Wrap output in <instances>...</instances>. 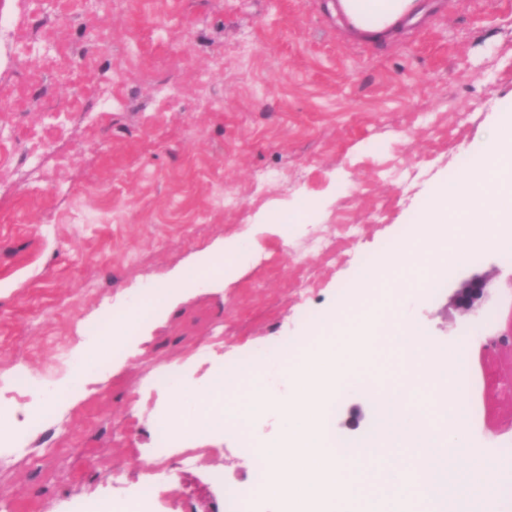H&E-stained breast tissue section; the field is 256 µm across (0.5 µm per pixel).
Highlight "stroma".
I'll return each mask as SVG.
<instances>
[{"instance_id": "obj_1", "label": "stroma", "mask_w": 512, "mask_h": 512, "mask_svg": "<svg viewBox=\"0 0 512 512\" xmlns=\"http://www.w3.org/2000/svg\"><path fill=\"white\" fill-rule=\"evenodd\" d=\"M327 3L0 0V402L21 426L56 406L28 456L0 447V512L122 497L145 460L170 479L159 512H225V485L252 474L242 430L187 431L157 454L168 370L199 390L256 355L286 401L271 345L303 338L306 317L349 316L361 256L398 239L512 111V0H424L388 44L353 36ZM228 237L249 247L233 282L181 283ZM476 274L491 283L475 319L454 295ZM165 286L121 359L71 388L68 358L97 344L105 310ZM410 314L432 348L479 352L470 443L512 448V353L485 346L512 330V264L480 250ZM377 427L359 389L329 419L353 446Z\"/></svg>"}]
</instances>
